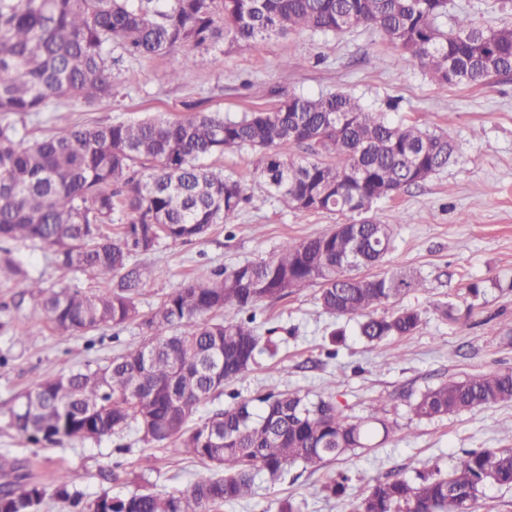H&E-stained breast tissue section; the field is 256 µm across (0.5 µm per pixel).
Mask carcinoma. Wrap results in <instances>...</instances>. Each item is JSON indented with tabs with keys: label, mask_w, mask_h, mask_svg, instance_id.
<instances>
[{
	"label": "carcinoma",
	"mask_w": 512,
	"mask_h": 512,
	"mask_svg": "<svg viewBox=\"0 0 512 512\" xmlns=\"http://www.w3.org/2000/svg\"><path fill=\"white\" fill-rule=\"evenodd\" d=\"M446 17L448 0H0V241L41 244L59 268L88 271L107 290L47 293L21 264L11 262V270L25 292L42 297L43 317L61 338L106 324L135 323L144 334L138 348L103 367L88 362L36 381L18 396L10 425L31 441L50 443L122 437L133 429L144 443L175 445L203 465L183 489L105 492L86 501L64 470L45 482L0 454V512H41L58 500L74 512H214L250 496L259 476L272 484L292 464L316 469L363 447L378 424L389 433L381 419L349 421L330 400L276 386L255 398L234 394L226 408L188 423L255 363L260 301L318 285L322 308L358 319L366 341L415 334L419 310L377 315L378 307L425 287V278L398 269L367 273L392 250L391 227L385 239L376 237L383 221L373 206L458 156L447 134L392 122L344 93L292 95L233 119L198 113L74 125L34 142L17 122L40 119L61 98L112 99L115 47L144 59L220 39L242 49L291 32L368 26L396 49L402 67H416L438 84H488L512 74L511 24L482 26L456 16L448 30ZM222 64L217 55L184 53L166 77ZM287 146L314 159L289 162ZM235 148L256 152L255 171L289 205L349 214L359 237L330 230L289 238L270 259L191 281L150 315L140 314V288L163 270L134 257L162 237L174 243L199 237L251 202L247 181L202 164ZM105 224L118 225L114 235L103 234ZM508 401L512 371L473 374L426 390L412 413L431 420ZM485 484L512 488V448L467 451L445 473L378 481L352 512H472Z\"/></svg>",
	"instance_id": "cac0c4a2"
}]
</instances>
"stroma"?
Returning <instances> with one entry per match:
<instances>
[{
    "instance_id": "35a3bbf8",
    "label": "stroma",
    "mask_w": 512,
    "mask_h": 512,
    "mask_svg": "<svg viewBox=\"0 0 512 512\" xmlns=\"http://www.w3.org/2000/svg\"><path fill=\"white\" fill-rule=\"evenodd\" d=\"M449 15L459 13L482 24H512V0H449ZM221 67L190 68L175 82L165 74L173 61L163 54L147 60L117 58L113 73L119 93L91 106L58 100L49 119L30 121L28 139L61 134L77 123L107 124L147 117L182 118L198 112L235 117L252 109H271L294 94L347 92L392 121L415 120L445 131L461 157L455 164L395 198L377 203L390 224L393 249L389 266L420 271L426 286L398 298L419 309L417 333L365 342L355 321L326 314L318 287L256 306V322L271 330L275 354L261 353L230 394L200 405L198 417L227 407L232 394L251 398L271 383L336 403L350 419L378 417L389 422L388 436L312 470L289 467L276 484L257 480L252 497L224 506L222 512H347L376 481L411 477L416 472L448 469L466 450L512 448V402L474 408L432 420L416 419L413 402L427 389L472 373L512 370V76L492 84L448 87L419 69L401 68L397 52L375 30L356 28L329 35L274 37L242 51H224ZM253 85L242 89V77ZM255 153L231 149L208 158L224 176L247 178L254 190L248 208L227 223L213 225L186 243L160 241L141 255L144 263L164 271L140 291L138 307L150 313L164 294L219 270L272 257L289 237L305 238L331 230L343 218L309 214L271 197L254 170ZM21 262L43 289L75 286L98 294L94 276L57 268L50 249L0 241V263ZM479 282L472 296L467 286ZM451 305L449 318L436 307ZM344 330L342 343L331 333ZM95 349H87L88 341ZM142 341L136 324L102 326L82 336L58 337L41 319L39 297L22 294L15 280L0 271V452L11 451L45 477L66 470L73 488L85 496L127 495L142 487L182 488L199 468L175 449L161 450L139 440L34 444L8 425L15 397L42 377L105 362ZM352 480L344 496H332L326 483L342 472Z\"/></svg>"
}]
</instances>
